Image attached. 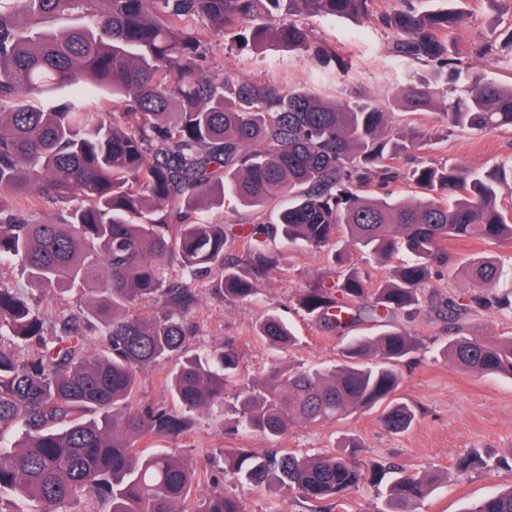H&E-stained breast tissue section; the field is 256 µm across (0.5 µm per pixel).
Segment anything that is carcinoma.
I'll return each instance as SVG.
<instances>
[{
  "label": "carcinoma",
  "instance_id": "obj_1",
  "mask_svg": "<svg viewBox=\"0 0 512 512\" xmlns=\"http://www.w3.org/2000/svg\"><path fill=\"white\" fill-rule=\"evenodd\" d=\"M374 0H0V262L16 264L26 287L44 296L78 289L81 310L98 324L104 351L93 352L79 318L51 322L41 304L0 281V503L30 502L32 512H186L205 479L196 466L163 449L145 455L138 439L177 438L191 413L232 399L234 429L275 442L295 424L332 425L382 406L386 428L402 433L417 419L394 399L400 366L420 339L393 323L420 303L436 268L450 267L479 291L448 296V342L442 355L458 367L512 379V336L477 338L462 318L481 307L512 309V295L493 293L499 269L489 256L460 261L452 240L512 244L500 188L512 161L490 168L422 161L391 164L432 141L414 127L389 124L371 103L327 101L306 88L217 81L204 67L202 33L230 35L238 46L276 43L339 62L312 47L301 19H359ZM419 12L411 6L378 15L396 58L424 62L434 82L411 85L408 112L441 105L449 125L483 132L512 128V84L472 78L454 96L448 85L467 71L452 33L467 23L461 0ZM73 15L79 26L47 28ZM512 62V28L474 49ZM119 111L89 105L98 92ZM399 179L420 189L410 197H369L372 182ZM63 206L62 222L30 221L17 198ZM288 198L274 224H204L203 202L258 208ZM330 249L338 268L300 289L306 314L336 330L369 320L375 336H353L330 368L302 369L272 361L260 384L245 380L234 341L196 355L162 383L182 412L136 401L139 373L160 366L190 339L185 309L197 274L211 288L247 302L255 282L281 269L266 241ZM240 250L241 257L231 256ZM358 250L389 265L374 284L350 268ZM159 305L149 315L131 308ZM278 350L296 336L277 314L255 326ZM34 344L27 359L19 348ZM89 413L83 420L79 415ZM502 459L471 452L459 472L499 467ZM224 473L258 487H281L333 512L360 485L387 481L377 512H415L435 478L376 462L356 464L336 453L303 455L272 448L224 452ZM191 512H242L237 498L212 487ZM468 512H512V487Z\"/></svg>",
  "mask_w": 512,
  "mask_h": 512
}]
</instances>
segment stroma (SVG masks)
I'll return each mask as SVG.
<instances>
[{"label": "stroma", "mask_w": 512, "mask_h": 512, "mask_svg": "<svg viewBox=\"0 0 512 512\" xmlns=\"http://www.w3.org/2000/svg\"><path fill=\"white\" fill-rule=\"evenodd\" d=\"M401 2L375 0L373 14L358 20L305 18L312 42L335 50L343 61L339 67L323 65L313 53L285 47L242 49L228 36L212 38L206 65L210 74L219 79L304 87L329 99H368L389 112L393 125L438 127L442 124L440 113H411L397 105L409 84L431 79L433 74L432 67L425 63L397 59L388 52L391 35L378 23L376 15ZM464 8L470 22L454 33L463 51L469 52L475 44L512 28V9L506 7L504 0H465ZM425 157L440 163L489 167L512 158V130L481 134L452 130L447 140L427 151ZM281 207L278 201L258 210L227 205L202 210L199 216L209 224L267 223L275 221ZM267 245L283 255L285 264L282 270L258 282L253 300H224L214 294L207 282H200L187 316L191 330L187 354L211 350L224 338H234L241 350V373L253 379L263 377L274 359L295 367L333 365L349 337L379 332V324L369 321L346 330H332L306 315L297 302L300 289L313 276L334 275L335 267L326 253L296 249L277 237L269 238ZM448 251L461 259L496 256L499 285L512 288V246L467 239L449 243ZM473 288L466 277L440 271L426 289L418 312L410 318H396L397 324L421 339L419 350L401 367L403 382L395 393L396 398L417 411V420L408 431L397 434L388 430L379 419V410L372 409L329 426L296 425L280 440V447L318 452L350 438L359 444L357 461L394 462L409 470L437 475L438 487L418 512H467L491 492L512 485V469L507 467H477L463 476L456 472L458 460L474 449L494 459L512 455V379L462 370L440 353L448 339V324L440 313L442 299ZM269 313L294 325L298 336L294 347L278 352L255 339V323ZM179 363L175 357L166 367L147 368L140 373L141 404L179 411L178 401L160 383L165 372L175 370ZM193 420L190 432L163 440L162 446L206 471L208 480L200 484V492H207L210 484H218L239 500L243 512H312V503L300 496L285 489L267 490L238 481L214 463L220 452L229 448L264 453L270 448V441L255 434L225 431L223 412L213 409L197 411Z\"/></svg>", "instance_id": "obj_1"}]
</instances>
